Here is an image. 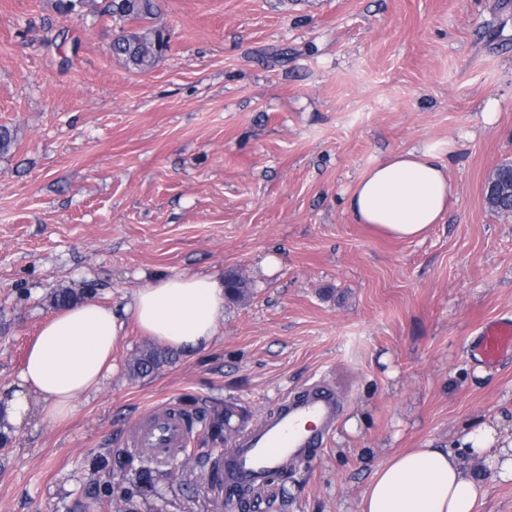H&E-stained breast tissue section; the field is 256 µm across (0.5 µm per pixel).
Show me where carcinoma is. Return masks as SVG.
<instances>
[{
	"mask_svg": "<svg viewBox=\"0 0 512 512\" xmlns=\"http://www.w3.org/2000/svg\"><path fill=\"white\" fill-rule=\"evenodd\" d=\"M57 10L71 15L79 10L83 13L108 15L117 22H131L137 27L113 39V56L123 60L128 68L144 72L152 67L163 54L164 30L155 24L153 0H110L104 9H98L97 0H57ZM228 297L240 300L247 292L246 282L234 275L227 276ZM80 301V297L69 288H60L49 296L50 305L62 309ZM175 359V353L162 347L150 346L137 355L128 365L130 376L146 378L157 373L164 365ZM189 423L203 424L198 448H179L168 453L194 459L207 470L208 490L213 499L224 500V442L225 430L232 422L244 421L241 408L233 404H215L204 410L192 407L191 402L175 403ZM165 458L148 455L140 449L138 455L118 451L98 452L87 460L90 483L87 497L105 505L122 506L123 512H138V503L150 494L157 493L156 477Z\"/></svg>",
	"mask_w": 512,
	"mask_h": 512,
	"instance_id": "cac0c4a2",
	"label": "carcinoma"
}]
</instances>
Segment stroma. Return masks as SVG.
Listing matches in <instances>:
<instances>
[{
  "label": "stroma",
  "instance_id": "1",
  "mask_svg": "<svg viewBox=\"0 0 512 512\" xmlns=\"http://www.w3.org/2000/svg\"><path fill=\"white\" fill-rule=\"evenodd\" d=\"M169 47L145 72L109 17L0 0V390L66 287L119 304L179 272L237 274L210 348L134 379L148 344L119 337L111 379L61 425L38 415L0 449V512L81 508L86 459L182 397L255 427L324 376L345 398L326 446L270 485L261 512H356L376 465L458 449L468 428L512 435V359L473 356L512 317V217L484 185L512 163V0H155ZM498 110L486 117L487 100ZM451 157L457 201L425 238L354 223L346 195L392 152ZM276 255V270L262 259ZM512 512V480L464 455ZM159 512H217L199 467H165Z\"/></svg>",
  "mask_w": 512,
  "mask_h": 512
}]
</instances>
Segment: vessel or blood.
<instances>
[{"mask_svg":"<svg viewBox=\"0 0 512 512\" xmlns=\"http://www.w3.org/2000/svg\"><path fill=\"white\" fill-rule=\"evenodd\" d=\"M473 352L487 363L512 356V320L485 324L473 344ZM344 402L328 382L317 380L298 392H286L277 408L246 431L224 457V487L233 490L247 484L264 487L270 472L285 471L308 460L323 447L336 429ZM191 433L178 416L153 411L127 431V444L164 455L185 448Z\"/></svg>","mask_w":512,"mask_h":512,"instance_id":"vessel-or-blood-1","label":"vessel or blood"}]
</instances>
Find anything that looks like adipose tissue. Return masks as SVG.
Masks as SVG:
<instances>
[{"label":"adipose tissue","mask_w":512,"mask_h":512,"mask_svg":"<svg viewBox=\"0 0 512 512\" xmlns=\"http://www.w3.org/2000/svg\"><path fill=\"white\" fill-rule=\"evenodd\" d=\"M456 199L448 164L434 151L413 148L370 167L349 191L346 208L373 234L414 239L442 223ZM225 285L216 274L181 272L153 279L120 307L82 302L60 310L42 325L0 410L14 424L33 410L48 424L68 420L78 400L111 376L115 343L130 321L168 350L208 349L224 321ZM463 443L468 453L486 457L501 480H512V446L495 427H472ZM483 497L482 485L465 478L461 456L410 448L375 468L357 512H478Z\"/></svg>","instance_id":"obj_1"}]
</instances>
